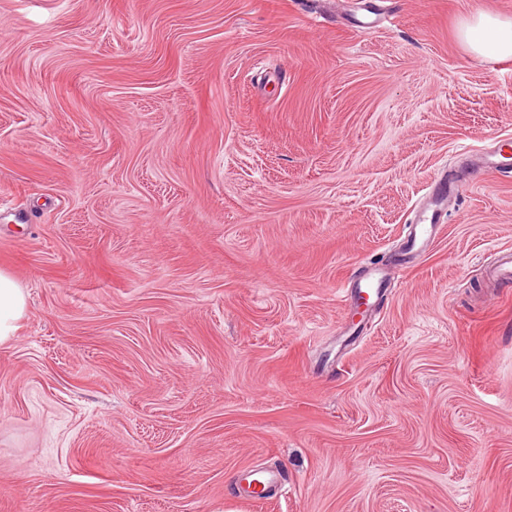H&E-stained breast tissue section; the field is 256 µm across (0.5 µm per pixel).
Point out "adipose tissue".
<instances>
[{
	"label": "adipose tissue",
	"instance_id": "adipose-tissue-1",
	"mask_svg": "<svg viewBox=\"0 0 512 512\" xmlns=\"http://www.w3.org/2000/svg\"><path fill=\"white\" fill-rule=\"evenodd\" d=\"M459 36L475 57H512V19L479 12L463 24ZM26 307L27 298L23 288L12 275L0 271V343L14 336Z\"/></svg>",
	"mask_w": 512,
	"mask_h": 512
}]
</instances>
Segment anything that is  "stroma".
Listing matches in <instances>:
<instances>
[{"mask_svg": "<svg viewBox=\"0 0 512 512\" xmlns=\"http://www.w3.org/2000/svg\"><path fill=\"white\" fill-rule=\"evenodd\" d=\"M477 11L512 0H0V512H512V178L469 153L512 158V58L461 43ZM389 276V272L380 268L367 269L363 276L351 286V297H359L361 294L378 296ZM27 298L24 289L7 272L0 271V344L9 341L25 315Z\"/></svg>", "mask_w": 512, "mask_h": 512, "instance_id": "obj_1", "label": "stroma"}]
</instances>
